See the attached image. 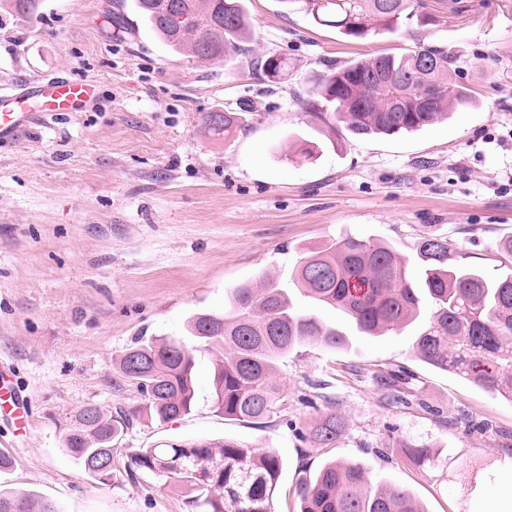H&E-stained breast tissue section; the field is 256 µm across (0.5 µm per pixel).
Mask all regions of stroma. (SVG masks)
<instances>
[{"label":"stroma","instance_id":"obj_1","mask_svg":"<svg viewBox=\"0 0 512 512\" xmlns=\"http://www.w3.org/2000/svg\"><path fill=\"white\" fill-rule=\"evenodd\" d=\"M433 18L402 35L344 37L283 0H245L249 51L196 62L160 43L131 0H40L0 9V88L46 74L89 79L79 112L0 142V362L32 423L0 412V449L14 464L0 488L47 498L59 512H191L160 478L129 475V454L195 439L274 449L282 470L274 512H298V485L329 462H361L374 482L407 487L425 512H476L512 462V402L412 355L417 330L347 335L343 349L296 346L279 366L276 412L254 425L212 405L217 351H197L188 414L134 418L114 451L115 478L89 477L62 444L63 423L93 404L142 403L117 368L140 339L186 340L188 319L223 312L240 282L288 284L297 260L346 234L392 246L408 264L425 235L448 237L458 263L512 273V0H424ZM445 45L474 108L397 136L329 141L298 95L330 66L416 43ZM287 57L268 82L259 57ZM233 112L229 138L203 118ZM308 151L304 161L294 156ZM466 411L469 424L455 423ZM329 413L336 442L311 443ZM442 450L447 475L421 472L400 445Z\"/></svg>","mask_w":512,"mask_h":512}]
</instances>
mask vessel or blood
Listing matches in <instances>:
<instances>
[{"instance_id":"1","label":"vessel or blood","mask_w":512,"mask_h":512,"mask_svg":"<svg viewBox=\"0 0 512 512\" xmlns=\"http://www.w3.org/2000/svg\"><path fill=\"white\" fill-rule=\"evenodd\" d=\"M94 95L93 83L62 76L37 77L19 89L0 88V141L15 139L41 114L81 111Z\"/></svg>"}]
</instances>
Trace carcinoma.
Wrapping results in <instances>:
<instances>
[{
	"label": "carcinoma",
	"mask_w": 512,
	"mask_h": 512,
	"mask_svg": "<svg viewBox=\"0 0 512 512\" xmlns=\"http://www.w3.org/2000/svg\"><path fill=\"white\" fill-rule=\"evenodd\" d=\"M297 6L320 26L361 39L393 33L402 26L427 25L422 0H282ZM143 21L170 50L196 60L224 59L245 49L253 31L243 0H135ZM187 12L194 21L183 24ZM428 64L420 66L422 59ZM265 78L288 76V59L260 61ZM431 84L432 107L417 111L420 90ZM402 108L390 110L393 100ZM299 103L312 121L334 137L397 135L448 119L473 104L458 84L452 55L444 45L418 44L400 55L381 54L328 69ZM205 127L227 136L236 126L229 112H210ZM457 246L429 235L417 245L411 269L390 246L345 236L326 242L298 260L294 286L317 307H330L358 331L378 336L423 319L413 352L435 368L512 402V275L488 279L456 263ZM431 301L423 312V299ZM200 343L221 347L213 379V404L226 417L261 424L280 399L278 361L297 345L340 349L345 334L314 313L301 311L278 281L266 277L233 289L230 308L197 313L186 323ZM119 372L144 396L146 410L161 422L187 414L195 396V355L181 342L153 339L135 343L119 358ZM139 414H112L86 405L73 412L64 448L102 484L112 482L104 460ZM342 423L324 416L310 430L312 443L336 441ZM402 453L422 470L447 468L429 445L406 441ZM128 470H142L183 491L195 512H273L281 460L273 449L258 451L235 440H198L168 448H141L128 456ZM300 512H421L411 492L374 484L366 465L327 464L298 487ZM0 512H58L47 499L0 490Z\"/></svg>",
	"instance_id": "1"
}]
</instances>
